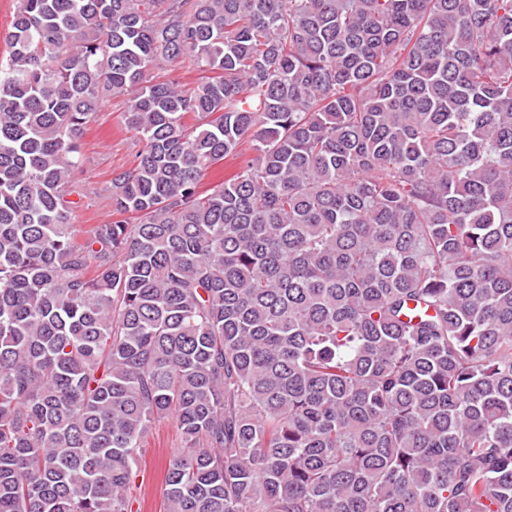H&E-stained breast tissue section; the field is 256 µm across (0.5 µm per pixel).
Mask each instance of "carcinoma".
I'll return each mask as SVG.
<instances>
[{
	"mask_svg": "<svg viewBox=\"0 0 512 512\" xmlns=\"http://www.w3.org/2000/svg\"><path fill=\"white\" fill-rule=\"evenodd\" d=\"M11 27L0 512H133L167 417L164 512H512V0H15ZM111 95L141 149L83 230ZM203 74L188 65H178L163 72L159 77L163 81H171L183 86L193 87L201 81ZM181 446V435L172 418L156 422L141 448L138 468L132 484V496L138 512H164V463L170 452Z\"/></svg>",
	"mask_w": 512,
	"mask_h": 512,
	"instance_id": "obj_1",
	"label": "carcinoma"
}]
</instances>
